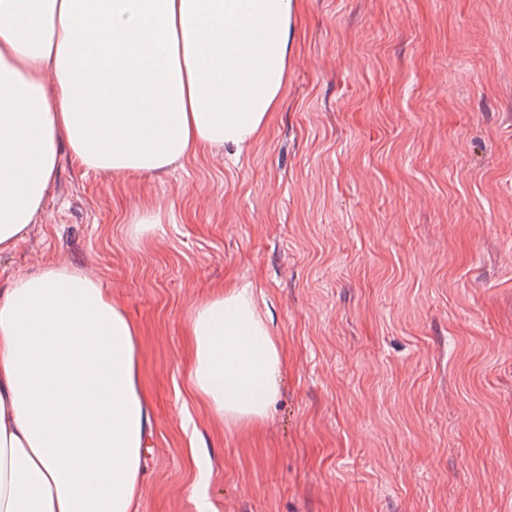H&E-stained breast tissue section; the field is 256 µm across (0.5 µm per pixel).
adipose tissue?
<instances>
[{"instance_id": "obj_1", "label": "adipose tissue", "mask_w": 512, "mask_h": 512, "mask_svg": "<svg viewBox=\"0 0 512 512\" xmlns=\"http://www.w3.org/2000/svg\"><path fill=\"white\" fill-rule=\"evenodd\" d=\"M297 0H0V252L43 207L60 147L86 170L162 172L251 145L281 102ZM193 395L231 425L276 398L281 350L251 288L187 328ZM137 330L51 263L0 289V512H136L148 415Z\"/></svg>"}]
</instances>
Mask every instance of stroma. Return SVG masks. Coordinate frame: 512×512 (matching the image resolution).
<instances>
[{
  "mask_svg": "<svg viewBox=\"0 0 512 512\" xmlns=\"http://www.w3.org/2000/svg\"><path fill=\"white\" fill-rule=\"evenodd\" d=\"M282 102L240 157L120 177L61 149L0 289L54 262L138 330V512H512V0H299ZM160 222L135 237L144 208ZM253 288L276 399H195L185 329Z\"/></svg>",
  "mask_w": 512,
  "mask_h": 512,
  "instance_id": "stroma-1",
  "label": "stroma"
}]
</instances>
